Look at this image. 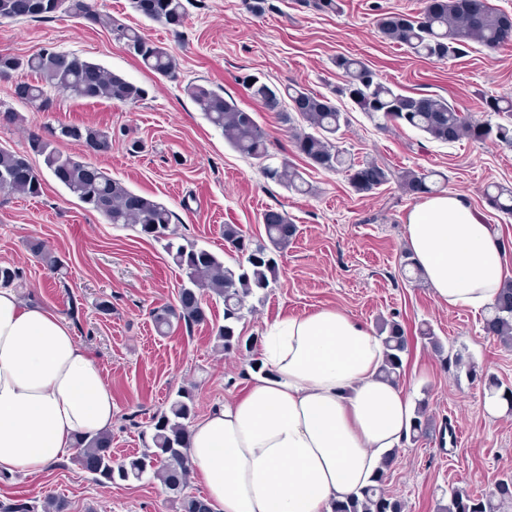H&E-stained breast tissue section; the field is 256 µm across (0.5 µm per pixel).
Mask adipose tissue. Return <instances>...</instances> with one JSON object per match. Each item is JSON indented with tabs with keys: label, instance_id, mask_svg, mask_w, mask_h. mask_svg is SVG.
<instances>
[{
	"label": "adipose tissue",
	"instance_id": "obj_1",
	"mask_svg": "<svg viewBox=\"0 0 512 512\" xmlns=\"http://www.w3.org/2000/svg\"><path fill=\"white\" fill-rule=\"evenodd\" d=\"M407 242L435 297L494 304L505 253L461 195L409 212ZM266 376L191 424L187 452L215 512H332L410 438L409 395L382 378L384 348L345 311L268 326ZM112 426V389L58 316L0 287V471L43 472L80 434Z\"/></svg>",
	"mask_w": 512,
	"mask_h": 512
}]
</instances>
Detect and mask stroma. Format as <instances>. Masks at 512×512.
Masks as SVG:
<instances>
[{
  "label": "stroma",
  "mask_w": 512,
  "mask_h": 512,
  "mask_svg": "<svg viewBox=\"0 0 512 512\" xmlns=\"http://www.w3.org/2000/svg\"><path fill=\"white\" fill-rule=\"evenodd\" d=\"M338 4L337 11L321 13L302 0H268L266 13L254 16L244 0H189L183 27L173 31L136 13L130 0H94L98 12L166 47L178 64L173 79L146 69L107 29L83 18L60 12L46 20L0 24V53L26 56L45 48L73 53L148 91L134 107L53 91L48 103L36 108L15 101V78H0V104L22 117L0 125V148L24 152L30 132L47 136L62 124L108 132L111 145L97 154L72 141L57 147L164 203L186 240L228 265L233 258L224 242L225 225H238L261 240L266 210L287 212L297 224L296 238L278 258L276 284L248 298L250 311L238 324L243 336L255 338L252 351L216 350L224 303L215 298L204 301L208 322L159 335L151 313L177 304L181 284L163 244L107 223L54 179H46L37 198L0 193V265L16 269L13 286L26 303L67 319L75 341L97 362L112 388L110 432L117 461L150 445V418L178 389L192 392L200 417L239 392L254 374L259 340L275 321L324 307L339 308L370 327L381 316L396 320L409 338L399 384L413 402H426L433 429L399 450L386 488L405 501L406 512H436L449 488L485 493L503 475H512V413L490 417L483 383L455 365L456 353H464L512 386V345L484 333L482 313L448 308L424 279L404 275L405 219L420 196L406 194L394 181L359 194L345 174L307 166L294 153L278 113L249 99L241 79L258 75L281 90L296 85L334 97L349 119L338 133L340 144L356 161L442 175L445 191L465 196L501 238L512 279V216L485 199L490 186L512 187V145L467 139L446 144L406 125L380 127L349 99L335 96L343 77L333 63L339 55L360 58L404 94H436L473 119L494 123L497 115L485 111L482 101L512 95V41L493 50L476 45L460 58L429 60L388 43L377 26L379 12L415 14L423 0ZM191 82L222 90L255 112L268 135L270 164L287 160L303 169L311 193L267 180L257 160L231 148L185 93ZM132 139L139 140V153L128 152ZM31 238L60 258L59 271L47 270L28 251ZM102 300L110 303V312L98 310ZM425 321L441 339L443 355L415 337ZM48 495L65 497L69 512H176L170 494L152 476L112 486L93 482L74 448L39 474L0 472V502Z\"/></svg>",
  "instance_id": "1"
}]
</instances>
